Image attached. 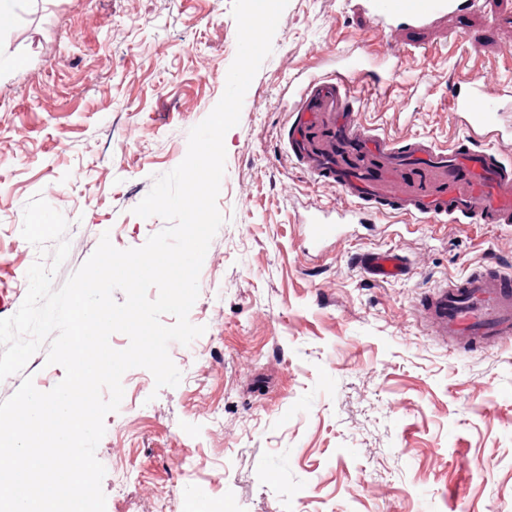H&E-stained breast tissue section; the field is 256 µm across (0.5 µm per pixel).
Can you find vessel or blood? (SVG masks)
I'll use <instances>...</instances> for the list:
<instances>
[{
    "label": "vessel or blood",
    "instance_id": "obj_1",
    "mask_svg": "<svg viewBox=\"0 0 512 512\" xmlns=\"http://www.w3.org/2000/svg\"><path fill=\"white\" fill-rule=\"evenodd\" d=\"M370 33L390 37L400 27L421 29L480 0H353ZM394 56L368 49L340 53L330 76H310L291 94L288 152L305 164L315 182L335 187L358 214H398L435 224L465 218L481 224H512V161L490 147L512 136L500 123L505 109L490 97L479 75L468 76L452 97L450 110L465 129L442 147L423 138L393 139L361 121L356 88H387ZM346 233L323 210L304 221L301 235L321 248ZM357 265L368 277L387 282L404 274L395 253H365ZM420 311L435 331L465 342L512 337V273L488 266L435 288Z\"/></svg>",
    "mask_w": 512,
    "mask_h": 512
}]
</instances>
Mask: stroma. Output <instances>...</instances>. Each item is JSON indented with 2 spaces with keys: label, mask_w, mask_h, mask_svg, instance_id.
<instances>
[{
  "label": "stroma",
  "mask_w": 512,
  "mask_h": 512,
  "mask_svg": "<svg viewBox=\"0 0 512 512\" xmlns=\"http://www.w3.org/2000/svg\"><path fill=\"white\" fill-rule=\"evenodd\" d=\"M14 14L0 31V54L20 61L0 74V292L18 306L39 257L21 235L32 196L68 222L57 287L102 234L124 250L164 228L134 209L221 99L237 26L232 0H17ZM365 36L345 0L283 11L224 139L226 221L189 313L204 332L168 347L179 385L131 369L104 420L106 512H157L163 495L169 512H512V341L445 343L414 310L444 280L512 268V226L390 216L320 252L302 241L309 212L349 201L290 157L288 86L326 75ZM471 39L482 52L463 68ZM375 49L398 54L396 73L387 91L361 93L360 114L391 137L461 136L449 102L472 73L512 102V0ZM372 250L406 256L408 274L365 277L356 259ZM46 355L0 381V402L25 377L43 392L62 380ZM190 458L201 477L187 476ZM116 459L137 472L121 489Z\"/></svg>",
  "instance_id": "stroma-1"
}]
</instances>
